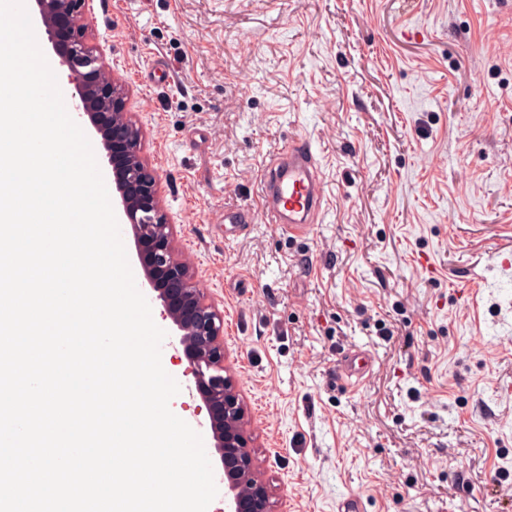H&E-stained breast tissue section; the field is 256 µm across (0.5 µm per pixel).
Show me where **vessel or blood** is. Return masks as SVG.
I'll return each mask as SVG.
<instances>
[{"label":"vessel or blood","mask_w":512,"mask_h":512,"mask_svg":"<svg viewBox=\"0 0 512 512\" xmlns=\"http://www.w3.org/2000/svg\"><path fill=\"white\" fill-rule=\"evenodd\" d=\"M323 203L319 163L312 142L298 137L290 139L267 164L259 210L225 211L224 222L231 232L242 233L261 215L268 223L304 234L317 222ZM374 363V356L364 349L345 351L336 363V378L343 385L357 386L371 374Z\"/></svg>","instance_id":"obj_1"}]
</instances>
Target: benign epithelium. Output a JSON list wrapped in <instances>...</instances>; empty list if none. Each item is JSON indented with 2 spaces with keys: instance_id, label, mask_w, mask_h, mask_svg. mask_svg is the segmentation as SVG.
Returning a JSON list of instances; mask_svg holds the SVG:
<instances>
[{
  "instance_id": "1",
  "label": "benign epithelium",
  "mask_w": 512,
  "mask_h": 512,
  "mask_svg": "<svg viewBox=\"0 0 512 512\" xmlns=\"http://www.w3.org/2000/svg\"><path fill=\"white\" fill-rule=\"evenodd\" d=\"M49 43L74 84L76 108L88 119L112 167L121 214L143 253L140 266L163 317L175 328L195 388L206 409L224 467L226 512H268L271 490L262 481L249 433L250 418L233 380L224 374V315L200 288L176 245L143 155L139 128L127 112L125 85L110 75L83 16L84 0H35Z\"/></svg>"
}]
</instances>
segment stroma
Wrapping results in <instances>:
<instances>
[{
	"label": "stroma",
	"mask_w": 512,
	"mask_h": 512,
	"mask_svg": "<svg viewBox=\"0 0 512 512\" xmlns=\"http://www.w3.org/2000/svg\"><path fill=\"white\" fill-rule=\"evenodd\" d=\"M86 17L224 313L271 512H336L349 493L365 512H504L512 270L492 256L512 246V0H90ZM294 135L316 149L319 224L225 234ZM150 307L181 387L170 408L207 423ZM353 347L375 357L354 392L335 375Z\"/></svg>",
	"instance_id": "stroma-1"
}]
</instances>
